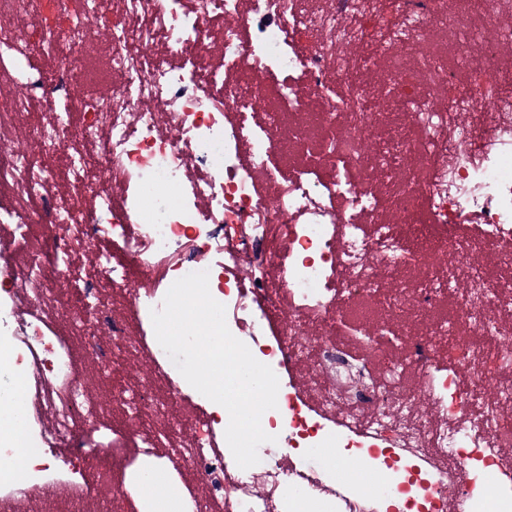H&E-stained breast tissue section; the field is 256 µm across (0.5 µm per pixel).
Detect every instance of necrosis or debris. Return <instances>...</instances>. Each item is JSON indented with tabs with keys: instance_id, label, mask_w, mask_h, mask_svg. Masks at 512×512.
<instances>
[{
	"instance_id": "obj_1",
	"label": "necrosis or debris",
	"mask_w": 512,
	"mask_h": 512,
	"mask_svg": "<svg viewBox=\"0 0 512 512\" xmlns=\"http://www.w3.org/2000/svg\"><path fill=\"white\" fill-rule=\"evenodd\" d=\"M62 26L45 24L41 0H27L29 33L0 29V43L17 65L48 58L50 72L22 85L0 113V134L25 127L34 101L46 110L69 96L73 76L86 68L88 34L81 15L88 0H50ZM126 24L110 48L115 91L94 106L81 127L55 116L29 128L34 154L0 157V185L11 207L0 221V243L23 253L11 276V307L21 314L7 341L12 371L44 428L25 432L18 453L31 483H0V512H27L45 484L57 496L47 512H73L72 490L85 497L97 485H77L62 448L85 447V427L101 408L89 396L86 375L53 318L61 293L78 295L66 311L82 328L88 355L101 372L141 360L150 372L133 387L114 391L112 404L127 409L149 448L196 475L204 489L196 512H284L285 501L309 502L314 512H512V385L473 396L461 392L439 353L446 330L413 339L402 363L380 373L340 338L341 312L362 292L407 263L432 267L434 281L421 285L415 303L431 308L438 283L466 287L458 302L461 326L482 332L468 346L471 378L486 383L484 360L512 372V302L494 289L484 267L460 252L452 234L476 221L481 237L494 240L501 261L512 260V64L502 45L512 30L505 0H464L448 10L445 0H393L388 15L375 0H118ZM389 28L376 53L410 47L440 26L455 32L463 66L457 83L444 63L425 55L420 83L391 73L372 81L357 67L351 46L366 39L365 20ZM307 42H299L298 34ZM156 48L149 56L145 47ZM248 71L250 81L237 72ZM303 114L309 98L322 105V140L310 163L285 174L273 157L289 144L306 150L298 128L283 130L278 118L261 122L257 110L268 95ZM453 100L441 106L442 95ZM388 99L402 124L382 129L369 99ZM99 150L96 180H89L86 149ZM66 156L76 192L98 207L71 212L48 158ZM175 199L164 219L144 209L147 196ZM428 202L426 239L437 252L406 247L396 230L419 223ZM389 207L391 223L379 219ZM111 223H103V213ZM420 224V223H419ZM45 231L42 239L33 228ZM277 238L274 253L260 244ZM122 241L127 261L110 256L88 263L108 241ZM252 254L242 274L243 254ZM146 288L134 298L136 319L161 309L171 274H209L213 297L225 307L227 326L279 380L277 406L268 410L269 431L287 430L290 456L259 448V462L237 470L218 443L212 402L187 396L159 343L131 336L125 318L103 304L100 288L124 290L131 269ZM286 310L275 335L265 333L274 312ZM416 372L432 400L431 413L416 409L418 394L407 381ZM164 386L165 399L155 390ZM336 446L358 454L385 479L373 496L347 493L329 471L294 458L299 448ZM495 470L496 490L482 482Z\"/></svg>"
}]
</instances>
